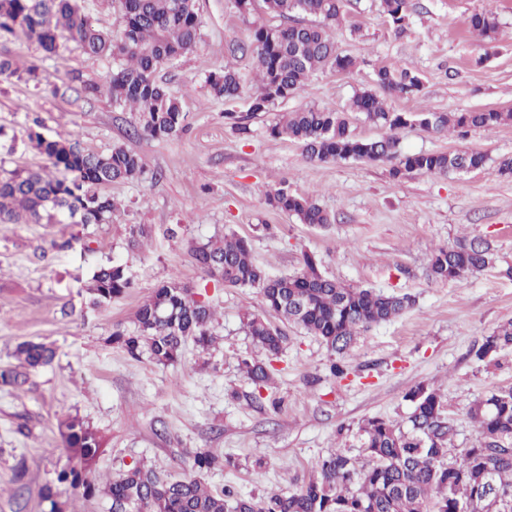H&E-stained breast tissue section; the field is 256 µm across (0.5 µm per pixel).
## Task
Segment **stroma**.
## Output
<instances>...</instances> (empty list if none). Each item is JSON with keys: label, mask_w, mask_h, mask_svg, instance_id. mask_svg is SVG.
I'll return each instance as SVG.
<instances>
[{"label": "stroma", "mask_w": 512, "mask_h": 512, "mask_svg": "<svg viewBox=\"0 0 512 512\" xmlns=\"http://www.w3.org/2000/svg\"><path fill=\"white\" fill-rule=\"evenodd\" d=\"M198 7V46L158 74L187 115L185 131L162 140L135 135L129 110L106 94L82 92L83 82L106 84L111 59L69 50L50 57L23 38L0 41V50L38 64L50 78L40 87L23 75L0 81V168L41 165L26 138L37 127L89 153L124 147L141 156L145 170L142 181L106 186L118 204L111 223L0 224V367L14 364L13 351L25 341L56 350L53 363L22 386H0V512H14L21 485L26 512H43L38 491L67 462L57 428L65 413L102 440L91 466L98 480L138 460L189 475L196 472L195 454L207 451L216 462L196 473L208 488L262 498L306 482L316 460L330 452L365 458L359 423L381 416L406 424L412 411L406 395L416 386L442 395L456 453L476 438L468 415L473 402L512 387V349L487 365L471 355L512 321V278L502 273L512 265V176L499 170L502 158H512V124L463 134L399 129L408 154L487 157L474 171L400 177L388 161H308L296 142L268 131L278 114L313 104L346 111L356 92L374 89L382 66L410 69L422 81L419 94L390 98L393 111L512 110V0H409L400 30L381 0H346L334 37L355 59L352 72H317L254 115L248 96L212 97L207 77L229 63L251 87L257 68L251 31L271 16L262 0L247 15L233 0H198ZM475 13L496 18L494 40L472 33ZM228 112L245 116L246 131L225 121ZM281 182L326 210L331 224L314 228L268 206L266 190ZM168 227L174 236L165 235ZM228 228L251 241L254 262L270 274L295 271L308 253L326 276L406 294L414 304L357 336L343 359L350 369L344 379L329 374L334 356L321 340L283 326L268 389L281 408L273 414L255 407L244 397L250 385L240 361L266 354L246 334L242 316L249 311L271 322L276 316L257 289L224 287L188 255L191 245ZM80 232L89 250L71 245ZM465 239L489 242L495 267L460 281L432 278V254ZM112 260L128 266L134 286L110 305L93 306L86 290L91 272ZM171 279L216 309L217 343L204 350L186 342L181 359L168 367L113 346V329L132 326L139 305Z\"/></svg>", "instance_id": "35a3bbf8"}]
</instances>
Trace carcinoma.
Returning a JSON list of instances; mask_svg holds the SVG:
<instances>
[{"label": "carcinoma", "instance_id": "1", "mask_svg": "<svg viewBox=\"0 0 512 512\" xmlns=\"http://www.w3.org/2000/svg\"><path fill=\"white\" fill-rule=\"evenodd\" d=\"M397 27H403L407 0H381ZM265 10L281 19L277 25H258L252 33L259 91L250 97L249 111L264 112L277 99L297 92L318 70L349 73L355 60L338 51L333 30L344 0H263ZM122 29L112 34L95 26L81 12L79 0H0V39L23 35L46 53L56 55L60 39L75 43L84 54L112 59L108 80L112 103L132 112L134 130L150 139L178 135L186 114L158 72L194 51L201 21L196 0H119ZM297 15L314 17L305 23ZM470 27L491 39L496 23L474 14ZM374 83L389 96L420 91L418 75L378 69ZM209 92L227 101L243 95V85L229 65L207 78ZM348 111L356 112L389 134L366 140L353 136L346 113L310 106L277 116L269 127L274 137L298 142L313 162L348 159L395 161L393 175L420 171L446 175L483 167L486 156L477 152L403 154L396 131L408 125L442 132L448 128L494 129L512 121V111L392 112L371 90L354 95ZM28 140L44 159L37 169L0 172V224H108L117 205L103 193L114 182L140 177V158L123 147L107 153H84L75 144L30 131ZM272 208L297 216L301 223L324 226L331 217L316 202L291 193L284 186L265 192ZM195 263L226 288H256L265 306L282 321L321 339L333 354L342 355L362 330L390 321L413 305L407 295L377 293L340 283L323 275L316 260L303 256L292 273L270 276L252 258V244L233 232L224 238L191 248ZM496 263L485 241L461 240L438 249L430 259L431 275L440 281L462 280ZM127 265L110 261L93 271L88 285L92 303H112L132 288ZM209 303L175 280L158 285L135 313L134 328L112 331V344L134 359L157 365L176 363L187 339L206 349L214 342ZM253 342L265 350L268 361L242 360L253 392L245 398L258 402L270 379L271 360L282 351L283 334L263 317L243 316ZM512 347V322L500 325L473 347L480 362L490 361ZM18 365L0 368V385L18 387L30 373L53 363L56 350L43 342L18 344ZM413 404L407 426L382 417L362 421L357 434L368 460L336 451L320 458L315 475L288 494L256 500L209 489L201 479L162 477L134 462L112 480L104 493L112 512H464L476 502L481 512H512V388L497 389L476 400L469 411L477 427L476 443L449 456L453 424L444 414L441 395L426 386L412 389ZM58 430L71 462L56 472L54 483L40 491L48 512H65L62 494L83 490L92 496L96 484L90 467L101 448L98 433L80 420L64 416Z\"/></svg>", "mask_w": 512, "mask_h": 512}]
</instances>
